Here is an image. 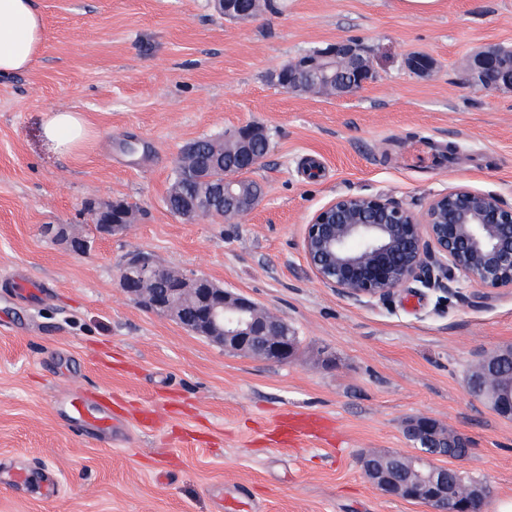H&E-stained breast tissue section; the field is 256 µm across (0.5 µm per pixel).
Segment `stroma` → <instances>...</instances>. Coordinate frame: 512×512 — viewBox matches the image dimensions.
I'll list each match as a JSON object with an SVG mask.
<instances>
[{
	"instance_id": "1",
	"label": "stroma",
	"mask_w": 512,
	"mask_h": 512,
	"mask_svg": "<svg viewBox=\"0 0 512 512\" xmlns=\"http://www.w3.org/2000/svg\"><path fill=\"white\" fill-rule=\"evenodd\" d=\"M44 51L0 80V512H430L365 477L370 450L414 455L410 419L464 437L512 504V419L466 390L512 347V288L413 283L356 302L318 281L303 251L312 215L344 194L422 212L459 186L512 207V89L483 90L464 61L512 47V0H261L225 19L213 0H36ZM352 41L372 80L349 97L301 94L272 72ZM434 61L411 70L410 57ZM81 112L78 153L46 143V111ZM253 124L269 150L263 194L239 219L184 223L165 205L182 148ZM123 201L132 224L99 239L85 210ZM91 239L69 251L57 225ZM148 253L253 300L295 331L291 362L225 352L125 294ZM41 283L33 297L14 282ZM106 394L112 432H83L71 404ZM58 483L55 497L42 494Z\"/></svg>"
}]
</instances>
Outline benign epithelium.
<instances>
[{"mask_svg":"<svg viewBox=\"0 0 512 512\" xmlns=\"http://www.w3.org/2000/svg\"><path fill=\"white\" fill-rule=\"evenodd\" d=\"M224 17L234 21L254 15L256 0H215ZM466 67L487 90L512 88V48H489L470 55ZM350 80L336 83L349 96L372 80V71L351 41L315 49L289 62L288 79L278 84L289 91L312 93L307 81L324 80L339 71ZM260 135L254 125L231 132L239 146L243 169L253 170L262 157L249 152ZM224 216L250 213L261 195L240 196L224 183ZM96 235L106 238L127 221L119 211L87 208ZM205 214L218 215L208 204L189 206L179 217L194 223ZM303 250L312 274L343 296L357 301L384 300L413 282L444 285L462 278L481 288H512V207L490 193L457 187L433 198L421 214L384 195L355 194L336 198L306 224ZM126 295L151 311L173 319L188 331L224 347V351L258 356L274 363L295 358L298 336L283 320L264 312L251 300L229 292L204 276L189 278L162 270L147 258L121 272ZM502 417H512V347L493 352L472 378ZM408 434L418 453L412 456L368 451L362 467L369 482L382 492L426 504L431 512H484L490 489L484 483L455 479L432 469L429 449L446 442L466 447L427 416L410 420Z\"/></svg>","mask_w":512,"mask_h":512,"instance_id":"obj_1","label":"benign epithelium"}]
</instances>
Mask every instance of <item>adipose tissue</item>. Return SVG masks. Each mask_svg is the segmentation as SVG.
<instances>
[{"label":"adipose tissue","mask_w":512,"mask_h":512,"mask_svg":"<svg viewBox=\"0 0 512 512\" xmlns=\"http://www.w3.org/2000/svg\"><path fill=\"white\" fill-rule=\"evenodd\" d=\"M46 41V27L35 0H0V76L28 70ZM43 132L62 154L74 152L89 136L79 113L61 110L47 111Z\"/></svg>","instance_id":"1"}]
</instances>
